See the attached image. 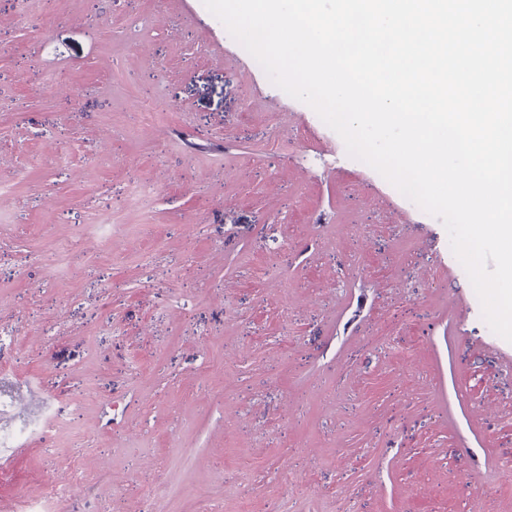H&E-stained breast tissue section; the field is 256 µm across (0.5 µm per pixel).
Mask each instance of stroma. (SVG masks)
<instances>
[{
    "instance_id": "35a3bbf8",
    "label": "stroma",
    "mask_w": 512,
    "mask_h": 512,
    "mask_svg": "<svg viewBox=\"0 0 512 512\" xmlns=\"http://www.w3.org/2000/svg\"><path fill=\"white\" fill-rule=\"evenodd\" d=\"M449 243L203 0H0V332L14 424L95 476L64 512H512V343Z\"/></svg>"
}]
</instances>
